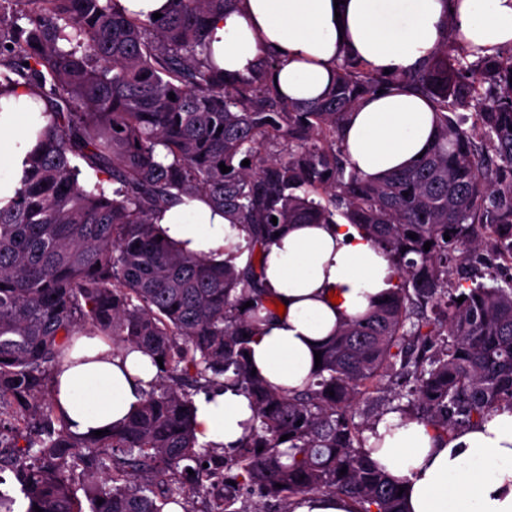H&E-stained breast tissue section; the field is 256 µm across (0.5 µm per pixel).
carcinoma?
Here are the masks:
<instances>
[{
    "instance_id": "carcinoma-1",
    "label": "carcinoma",
    "mask_w": 512,
    "mask_h": 512,
    "mask_svg": "<svg viewBox=\"0 0 512 512\" xmlns=\"http://www.w3.org/2000/svg\"><path fill=\"white\" fill-rule=\"evenodd\" d=\"M174 2L142 20L119 0H0V95L34 86L52 108L0 207V485L14 475L25 512H196L202 495L206 512H264L255 491L274 512L308 493L402 512L399 485L369 459L376 419L355 421L371 387L412 384L377 416L441 438L512 408V277L448 284L485 242L512 268V47L472 60L451 27L413 73L345 57L323 98L288 102L268 80L277 59L247 77L210 60L208 21L232 0ZM393 84L429 98L437 135L413 166L369 182L347 169L340 130ZM201 196L245 230L244 267L163 237L155 216ZM339 216L389 255L397 286L338 327L303 389H278L245 357L269 310L257 250L289 224ZM77 336L163 358L139 409L102 436L72 432L51 390ZM216 387L253 402L228 450L195 436L194 396Z\"/></svg>"
}]
</instances>
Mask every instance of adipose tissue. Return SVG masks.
Segmentation results:
<instances>
[{
	"label": "adipose tissue",
	"instance_id": "1",
	"mask_svg": "<svg viewBox=\"0 0 512 512\" xmlns=\"http://www.w3.org/2000/svg\"><path fill=\"white\" fill-rule=\"evenodd\" d=\"M451 27L481 55L512 47V0H345L339 6L334 0H233L211 19L207 41L215 65L230 76L249 75L265 56H277L278 93L302 102L330 90L345 55L377 73L418 70ZM42 110L30 88L0 95V200L20 186L34 146L30 129ZM435 131L431 103L392 88L357 103L342 125L341 143L351 168L376 180L412 165ZM156 222L183 252L218 263L245 237L233 217L202 198L168 209ZM397 282L385 252L354 225H289L262 251L265 296L287 305L250 344L256 369L278 388L303 387L317 348L344 320L371 311ZM158 372L141 350L116 354L99 337L80 336L55 369L53 395L73 432L104 430L139 408ZM252 414L245 394L211 390L196 400L197 439L234 446ZM375 432L370 458L403 487L405 512H512V410L447 439L397 413L385 414Z\"/></svg>",
	"mask_w": 512,
	"mask_h": 512
}]
</instances>
